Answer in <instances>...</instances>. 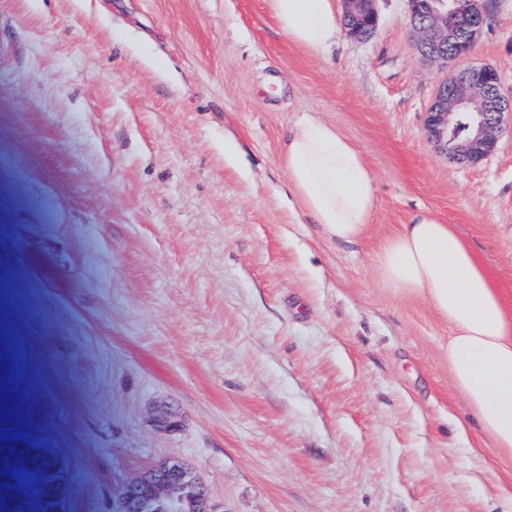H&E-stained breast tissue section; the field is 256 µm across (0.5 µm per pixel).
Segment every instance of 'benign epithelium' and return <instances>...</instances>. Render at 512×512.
I'll use <instances>...</instances> for the list:
<instances>
[{
	"label": "benign epithelium",
	"instance_id": "benign-epithelium-1",
	"mask_svg": "<svg viewBox=\"0 0 512 512\" xmlns=\"http://www.w3.org/2000/svg\"><path fill=\"white\" fill-rule=\"evenodd\" d=\"M347 34L362 38L377 25V0H343ZM496 0H408V21L416 34L418 55L438 65L454 67L451 78L436 89L426 112L429 141L453 160L470 166L492 152L512 118V99L501 93L497 69L474 65L470 57L493 16ZM51 463L39 452L28 469V481L0 493V512H37L42 494L67 465L56 453ZM118 512H218L203 479L181 462L152 466L127 482L119 494Z\"/></svg>",
	"mask_w": 512,
	"mask_h": 512
}]
</instances>
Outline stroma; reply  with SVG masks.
<instances>
[{"label":"stroma","instance_id":"1","mask_svg":"<svg viewBox=\"0 0 512 512\" xmlns=\"http://www.w3.org/2000/svg\"><path fill=\"white\" fill-rule=\"evenodd\" d=\"M377 9L370 38L315 52L267 0H0V434L66 461L68 512H114L168 460L219 512H512L447 324L377 268L426 208L512 305V127L477 164L441 153L424 118L445 72L407 0ZM471 60L512 96V0ZM307 116L379 187L358 244L288 186Z\"/></svg>","mask_w":512,"mask_h":512}]
</instances>
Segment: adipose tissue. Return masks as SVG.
Segmentation results:
<instances>
[{
	"label": "adipose tissue",
	"instance_id": "obj_1",
	"mask_svg": "<svg viewBox=\"0 0 512 512\" xmlns=\"http://www.w3.org/2000/svg\"><path fill=\"white\" fill-rule=\"evenodd\" d=\"M282 31L312 50L329 48L340 26L332 0H269ZM288 182L314 223L343 244L362 240L379 191L362 151L336 129L307 117L288 141ZM385 281L416 294L451 330L448 365L494 447L512 453V307L453 225L419 209L379 255Z\"/></svg>",
	"mask_w": 512,
	"mask_h": 512
}]
</instances>
